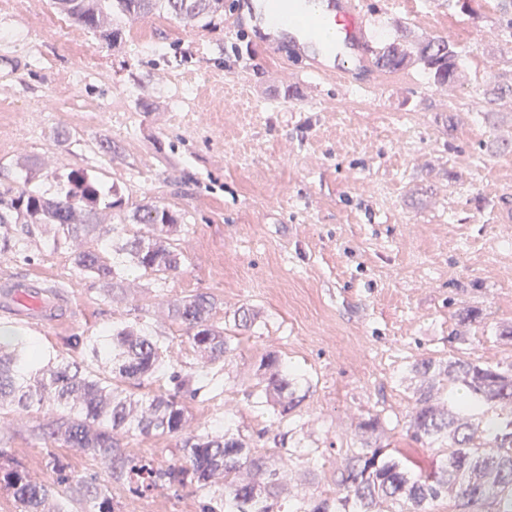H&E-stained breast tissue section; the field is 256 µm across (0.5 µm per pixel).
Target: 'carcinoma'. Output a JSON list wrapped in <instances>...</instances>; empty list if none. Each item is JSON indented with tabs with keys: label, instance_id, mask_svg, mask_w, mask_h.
Segmentation results:
<instances>
[{
	"label": "carcinoma",
	"instance_id": "carcinoma-1",
	"mask_svg": "<svg viewBox=\"0 0 512 512\" xmlns=\"http://www.w3.org/2000/svg\"><path fill=\"white\" fill-rule=\"evenodd\" d=\"M60 12L84 30L96 31L110 13L129 18L163 10L186 25L224 11V0H55ZM429 79H448L462 63L459 51L443 40L419 50ZM62 192L45 197L20 190L0 192V251L22 252L53 231L52 244L81 240L73 264L81 274L123 290L134 269L162 277L178 270L183 252L174 244L176 219L164 207L137 210L132 215L143 228L130 233L125 224H103L99 207L112 208L114 188L84 170L64 176ZM214 299L196 294L169 304L170 319L181 325L201 366L175 370L163 356L161 337L139 323H120L92 336H74L69 346L89 349L96 358L112 361L111 376L90 374L81 364L53 355L19 337L0 343V417L50 400L59 418L35 432L80 448L107 468V479L73 476L63 459L51 452L47 465L56 473L51 485L31 480L23 466L0 451V489L8 492L17 512H43L56 498V512H70L73 496L85 512H116L112 485H127L143 496L192 489L201 512H283L280 506L284 464L255 451L251 439L228 430L198 433L190 428L186 400L206 381L208 366L235 351L224 329L213 322ZM160 375L172 388L135 398L122 386H150ZM256 382L248 397L257 407L270 406L271 426L278 436L289 416L306 398L310 380L305 371L268 351L254 363ZM416 382L406 430L410 438L447 452L434 470L409 468L387 446L378 443L384 419L370 415L354 430L345 450L339 485L343 494L296 496L288 493V512H431L434 502L448 500L451 512H512V361L494 365L450 358L424 357L409 365ZM171 436L180 440L185 462L157 466L143 456L119 452L118 437L129 434Z\"/></svg>",
	"mask_w": 512,
	"mask_h": 512
}]
</instances>
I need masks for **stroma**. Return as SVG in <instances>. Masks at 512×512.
I'll use <instances>...</instances> for the list:
<instances>
[{
	"mask_svg": "<svg viewBox=\"0 0 512 512\" xmlns=\"http://www.w3.org/2000/svg\"><path fill=\"white\" fill-rule=\"evenodd\" d=\"M377 42L422 46L449 19L474 35L453 93L428 83L418 58L382 76L377 91L342 89L287 68L261 48L235 0L195 26L157 12L116 17L110 37L65 20L52 0H0V192L57 191L74 169L116 186L121 206L104 224L139 208L169 209L181 224L183 266L167 279L128 280L120 295L79 274L71 249L0 253V275L58 285L65 303L43 332L17 333L47 351L75 355L69 337L139 320L163 336L166 358L197 365L170 301L204 293L217 324L239 308L257 320L238 331L227 361L209 368L187 402L195 427L228 423L273 445L269 414L248 399L253 366L274 351L306 370L312 388L290 422L314 464L293 474L336 493V469L358 417H385L384 440L424 467L434 452L406 434L415 359L512 360V241L494 209L512 200V31L503 0H408L405 26L390 24L384 0H368ZM194 89L185 109L183 83ZM475 314L453 339L457 314ZM51 414L33 406L0 422V451L39 482L53 481L47 450L32 434ZM122 450L166 466L183 458L176 439L130 436ZM119 512H199L187 490L137 495L112 489Z\"/></svg>",
	"mask_w": 512,
	"mask_h": 512,
	"instance_id": "35a3bbf8",
	"label": "stroma"
}]
</instances>
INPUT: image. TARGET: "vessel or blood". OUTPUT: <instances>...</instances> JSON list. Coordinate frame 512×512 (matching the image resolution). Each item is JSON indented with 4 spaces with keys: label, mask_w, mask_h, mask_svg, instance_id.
I'll return each instance as SVG.
<instances>
[{
    "label": "vessel or blood",
    "mask_w": 512,
    "mask_h": 512,
    "mask_svg": "<svg viewBox=\"0 0 512 512\" xmlns=\"http://www.w3.org/2000/svg\"><path fill=\"white\" fill-rule=\"evenodd\" d=\"M314 19L335 31L332 46H322L316 33L287 32L269 25L264 0H245L256 27L262 28L260 45L279 54L288 63L303 64L316 78L351 87L356 72L380 76L391 66L373 39V19L365 0H309ZM59 297L48 298L37 281L4 276L0 278V321L31 330L47 327L56 317Z\"/></svg>",
    "instance_id": "vessel-or-blood-1"
}]
</instances>
